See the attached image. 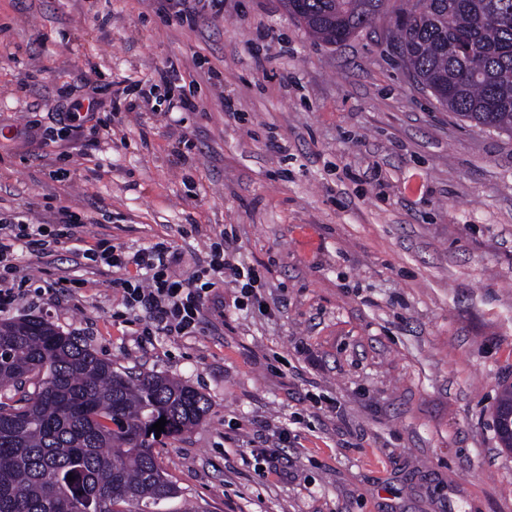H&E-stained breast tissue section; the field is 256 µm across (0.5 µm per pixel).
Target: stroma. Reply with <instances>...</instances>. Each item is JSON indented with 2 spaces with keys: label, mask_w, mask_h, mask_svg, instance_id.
I'll return each mask as SVG.
<instances>
[{
  "label": "stroma",
  "mask_w": 512,
  "mask_h": 512,
  "mask_svg": "<svg viewBox=\"0 0 512 512\" xmlns=\"http://www.w3.org/2000/svg\"><path fill=\"white\" fill-rule=\"evenodd\" d=\"M403 2L331 45L281 0H224L192 28L158 0H0V127H51L89 95L82 70L112 102L57 143L0 139V209L52 224L69 207L87 248L168 240L184 277L230 228L261 274L266 312L220 287L201 333L149 340L112 274L61 247L17 256L26 293L0 320L43 318L209 399L155 446L181 490L165 512H512L494 430L512 386V135L412 79L387 37ZM148 81L152 109L130 110ZM178 95L195 110L168 111Z\"/></svg>",
  "instance_id": "1"
}]
</instances>
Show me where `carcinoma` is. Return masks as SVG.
<instances>
[{
    "label": "carcinoma",
    "mask_w": 512,
    "mask_h": 512,
    "mask_svg": "<svg viewBox=\"0 0 512 512\" xmlns=\"http://www.w3.org/2000/svg\"><path fill=\"white\" fill-rule=\"evenodd\" d=\"M382 2L288 0V14L338 44L369 26ZM394 34L441 105L512 134V0H407ZM209 409L193 387L120 371L44 319L0 321V512H159L179 490L154 447Z\"/></svg>",
    "instance_id": "carcinoma-1"
}]
</instances>
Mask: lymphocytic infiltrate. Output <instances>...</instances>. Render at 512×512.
Here are the masks:
<instances>
[{"mask_svg": "<svg viewBox=\"0 0 512 512\" xmlns=\"http://www.w3.org/2000/svg\"><path fill=\"white\" fill-rule=\"evenodd\" d=\"M58 228L47 224H32L19 215L0 212V310L11 305L15 291L9 287L16 266L17 250L43 254L63 241H74L84 225L82 216L61 209ZM77 256L106 271L135 266L140 276L136 280H120L124 305L128 311L144 312L147 336H193L203 329L205 305L217 285L239 286L242 305L258 306L262 300L256 285L260 276L253 266L236 261L228 232H220L209 248V260L196 278H177L172 270L174 254L167 242L159 241L148 247L127 253L122 247L100 241L96 247L77 249Z\"/></svg>", "mask_w": 512, "mask_h": 512, "instance_id": "f902f5d3", "label": "lymphocytic infiltrate"}]
</instances>
